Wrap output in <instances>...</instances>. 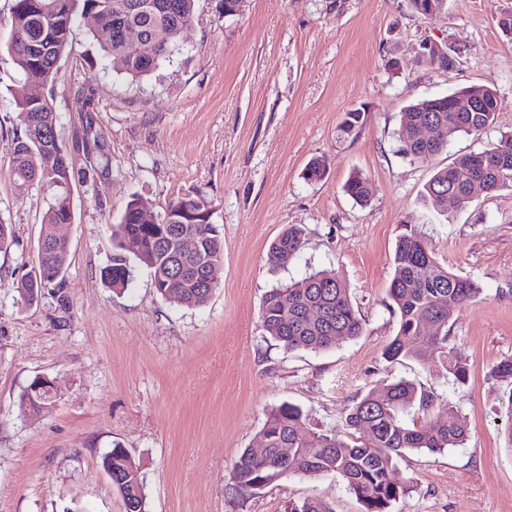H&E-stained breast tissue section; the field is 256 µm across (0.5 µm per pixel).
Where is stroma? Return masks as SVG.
Instances as JSON below:
<instances>
[{
  "label": "stroma",
  "instance_id": "35a3bbf8",
  "mask_svg": "<svg viewBox=\"0 0 512 512\" xmlns=\"http://www.w3.org/2000/svg\"><path fill=\"white\" fill-rule=\"evenodd\" d=\"M512 0H446L430 16L410 0H199L180 54L134 82L96 50L77 22L52 88L58 132L75 166L84 144L110 158L72 188L73 223L61 290L32 305L17 287L35 267L50 194L17 191L6 172L23 88L0 25V222L15 242L0 252V512H125L101 467L113 445L140 461L148 512H284L317 497L333 512H362L338 479L286 476L263 490H235L233 464L259 444L272 407L299 406L311 428L346 435L353 400L400 377L415 380L465 417L466 442L443 452L412 451L396 462L408 485L391 512H512V449L502 401L512 383L491 371L512 358V187L437 214L423 188L434 168L512 135V38L495 21ZM460 49L443 71L422 62V41ZM480 84L497 93V119L451 141L431 163L399 152L409 102ZM365 120L350 135L346 112ZM322 179L306 178L313 159ZM368 180L357 203L344 185ZM213 207L224 239L218 284L200 308L178 306L131 265L121 292L101 270L115 252L111 227L140 198L158 214L184 196ZM300 252L269 259L288 226ZM434 256L484 291L451 304L449 343L467 364L465 383L441 363L391 364L382 352L397 331L388 288L405 227ZM335 269L364 320V332L327 350H284L265 335L263 294L277 284ZM38 376L54 381L39 413L20 400Z\"/></svg>",
  "mask_w": 512,
  "mask_h": 512
}]
</instances>
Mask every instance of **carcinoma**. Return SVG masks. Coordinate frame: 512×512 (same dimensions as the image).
<instances>
[{"label": "carcinoma", "instance_id": "cac0c4a2", "mask_svg": "<svg viewBox=\"0 0 512 512\" xmlns=\"http://www.w3.org/2000/svg\"><path fill=\"white\" fill-rule=\"evenodd\" d=\"M120 14L123 37L100 44L120 73L137 81L154 72L160 63L179 49L181 32L194 21L197 0H12L6 44L8 54L25 82L48 86L55 82L58 63L66 52L77 20L90 23V30L112 27L115 10ZM134 37L151 44L149 54H130L124 38ZM480 102L478 112H457V100ZM15 132L8 144L11 165L7 176L14 188L40 186L52 195L41 220L37 266L49 271L47 280L36 284L24 277L18 293L26 301L33 289L59 288L68 262V243L56 238L54 227L73 220L69 185L89 182L98 167L109 166V158L98 155L77 169L69 160L59 136L33 138V130L45 121L58 123L52 98L20 100ZM498 101L484 85H472L440 97L410 102L401 112L399 152L422 164L430 163L454 138L480 133L495 124ZM364 121V110L346 113L341 131L349 135ZM429 128L425 140L415 137V128ZM512 182V136L477 151L457 156L446 167L434 170L424 186V198L442 212L448 193L457 195L458 205L467 206L474 188L492 192ZM345 192L356 202L368 198V181L352 175ZM141 199L128 202L119 224L113 226L116 250L111 264L102 271L105 284L122 291L130 282L127 257L132 256L150 270L158 294L188 307L204 306L213 289L205 279V267L224 259V240L217 225L205 222L200 212H212L207 200L185 196L170 203L157 216L158 223H140ZM192 237L195 249L184 253L181 237ZM302 232L290 226L274 240L270 259L283 253L293 256L302 248ZM394 273L388 289L390 308L398 317V330L385 347L390 363L423 362L437 353L447 374L459 383L467 376L463 358L448 346V295L457 303L480 298L483 289L440 263L424 239L412 228L400 235L393 258ZM434 322V332L426 325ZM261 323L267 336L288 350L321 351L339 339L352 340L363 332L362 317L355 309L349 289L334 270L310 273L302 281L267 290L261 301ZM433 411L428 420L409 425L403 418L413 406ZM345 426L359 433L348 442L330 430L308 427L301 408L283 403L273 408L259 432L264 453L256 456L246 448L233 465L236 482L262 490L288 473L303 477L334 476L340 479L363 506V512H390L391 504L406 492V483L393 476L394 461L407 451L441 452L467 440L464 418L450 405L439 406L427 390L412 380L399 378L374 387L349 408ZM102 468L112 469V486L125 505V512H147L146 485L140 463L124 448L114 445L101 458ZM287 512H333L322 500L310 497L288 502Z\"/></svg>", "mask_w": 512, "mask_h": 512}]
</instances>
